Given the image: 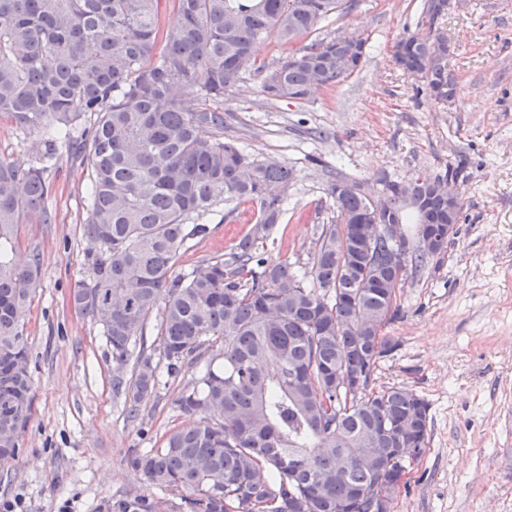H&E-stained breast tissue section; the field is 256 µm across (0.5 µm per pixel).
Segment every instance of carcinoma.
Returning a JSON list of instances; mask_svg holds the SVG:
<instances>
[{"label":"carcinoma","instance_id":"1","mask_svg":"<svg viewBox=\"0 0 512 512\" xmlns=\"http://www.w3.org/2000/svg\"><path fill=\"white\" fill-rule=\"evenodd\" d=\"M343 0H0V114L39 132L38 165L0 161V448L17 452L32 406L25 317L39 285L34 252L14 258L23 224H50L45 163L64 144L89 171L85 233L98 248L92 277L76 283L73 305L101 325L114 364L113 389L139 412L163 374L209 363L176 400L200 421L168 432L163 447L134 458L171 497L127 493L102 512H378L389 496L376 448H427L429 405L413 392L370 389L393 348L382 328L396 294L382 239L365 247L353 217L381 206L380 220L410 218L418 267L448 248V198L435 185L459 176L383 179L387 197L358 192L333 201L309 274L267 262L260 240L278 223L292 170L250 159L224 140V100L254 63L259 42L291 44L339 11ZM177 26L161 34L167 7ZM448 0H422L415 30L395 44L404 71L424 72L436 99L454 97L448 48L430 39ZM357 68L319 40L288 52L267 74L268 99L306 98ZM228 201L251 203L259 219L219 257L173 274L198 219ZM195 220L196 224L187 226ZM347 225L341 251L337 225ZM430 227L436 240L425 239ZM161 309L160 362L143 351L128 367L145 320ZM360 362L362 388L336 373Z\"/></svg>","mask_w":512,"mask_h":512}]
</instances>
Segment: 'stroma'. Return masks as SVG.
<instances>
[{"label": "stroma", "instance_id": "1", "mask_svg": "<svg viewBox=\"0 0 512 512\" xmlns=\"http://www.w3.org/2000/svg\"><path fill=\"white\" fill-rule=\"evenodd\" d=\"M421 0H353L318 25L313 40L362 31L358 71L307 99H265L262 77L288 49L269 39L224 108V136L250 157L286 164L293 180L280 220L259 250L271 263L310 269L314 228L334 221L333 175L368 184L435 178L462 165L459 232L440 263L408 275L383 328L394 350L376 389L412 391L429 404L428 447L406 469L391 512H512V0H460L443 28L451 40L456 93L438 102L393 61ZM35 135L0 116V160L37 162ZM50 224L20 230L22 253L37 250L40 285L25 320L33 402L15 457L0 459V503L23 512H101L105 499L160 496L131 465L166 433L190 421L176 400L190 371L164 379L138 414L112 390L113 364L101 327L74 311L70 292L89 278L96 252L85 235L89 176L60 149L45 171ZM253 211L224 203L205 237L188 239L174 274L228 252Z\"/></svg>", "mask_w": 512, "mask_h": 512}]
</instances>
